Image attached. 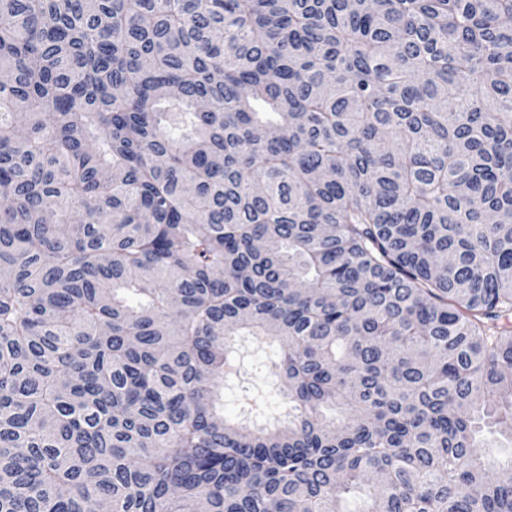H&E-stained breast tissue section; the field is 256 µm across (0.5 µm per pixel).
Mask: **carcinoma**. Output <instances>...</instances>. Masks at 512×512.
Returning <instances> with one entry per match:
<instances>
[{
	"instance_id": "1",
	"label": "carcinoma",
	"mask_w": 512,
	"mask_h": 512,
	"mask_svg": "<svg viewBox=\"0 0 512 512\" xmlns=\"http://www.w3.org/2000/svg\"><path fill=\"white\" fill-rule=\"evenodd\" d=\"M0 74V512H512V0H0ZM245 340L239 351L240 373L224 379V417L237 419L244 409L247 411V398L258 401L265 415L287 412L283 385L271 364L276 346L262 336ZM486 460L491 466L504 463L512 456V442L507 437L494 436L486 442Z\"/></svg>"
}]
</instances>
